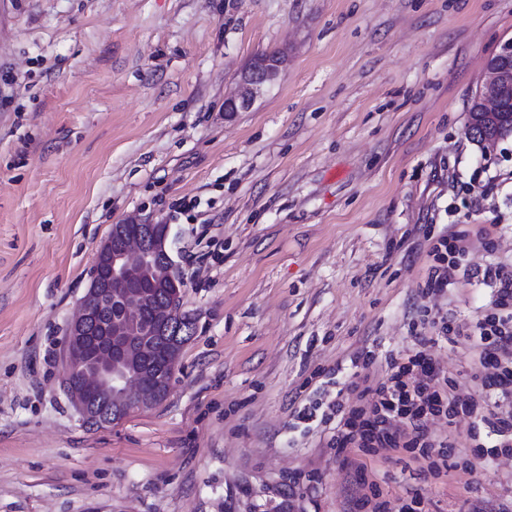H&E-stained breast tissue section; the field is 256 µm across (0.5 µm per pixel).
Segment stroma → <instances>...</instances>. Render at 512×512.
Segmentation results:
<instances>
[{"mask_svg": "<svg viewBox=\"0 0 512 512\" xmlns=\"http://www.w3.org/2000/svg\"><path fill=\"white\" fill-rule=\"evenodd\" d=\"M512 42V0H10L0 17V512H354L366 464L429 512H512V454L433 477L402 449L329 448L297 415L426 306L424 233L512 262V136L468 101ZM286 64L251 109L255 55ZM170 227L194 333L160 406L89 427L64 387L68 321L113 225ZM464 392L467 344L437 348ZM285 60L268 58L255 66L248 65L242 70L235 91L226 98L225 112H240L249 108L266 83L275 80Z\"/></svg>", "mask_w": 512, "mask_h": 512, "instance_id": "stroma-1", "label": "stroma"}]
</instances>
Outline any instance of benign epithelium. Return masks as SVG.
I'll use <instances>...</instances> for the list:
<instances>
[{
	"label": "benign epithelium",
	"instance_id": "1",
	"mask_svg": "<svg viewBox=\"0 0 512 512\" xmlns=\"http://www.w3.org/2000/svg\"><path fill=\"white\" fill-rule=\"evenodd\" d=\"M285 60L269 58L242 70L235 91L226 98L224 111L249 108L262 87L275 80ZM512 93V43L487 64L484 88L475 92L481 116L495 127L483 143L512 134V111L504 109L506 92ZM169 225L130 219L112 225V236L98 247L93 275L81 304L72 315L63 365L69 393L83 421L92 427L112 418L163 403L178 360L176 338L193 331L180 311L166 303L153 306L149 322L141 312L150 302L144 284L179 291L181 282L170 272L167 250ZM165 339L167 367L153 376L154 387L142 390L143 375L132 366L153 351L146 339Z\"/></svg>",
	"mask_w": 512,
	"mask_h": 512
}]
</instances>
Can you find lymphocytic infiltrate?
<instances>
[{
    "label": "lymphocytic infiltrate",
    "mask_w": 512,
    "mask_h": 512,
    "mask_svg": "<svg viewBox=\"0 0 512 512\" xmlns=\"http://www.w3.org/2000/svg\"><path fill=\"white\" fill-rule=\"evenodd\" d=\"M471 243L465 233L453 231L430 238L431 264L422 292L447 294L458 280H477L492 291L491 308L471 327L456 329L447 310L424 309L414 345L385 359L382 378L374 380L364 370L372 364L370 351L353 354L354 373L339 388L325 411L303 408L300 419L335 421L329 445L337 454L349 451L364 456L382 448H401L419 454L433 475L458 468L456 441L451 434L430 430L437 417L471 420L467 439L475 459L487 460L512 447V264L497 263L472 268L466 262ZM467 342L476 358L472 377L480 382L481 395L459 392L454 378L437 365L430 349L439 342Z\"/></svg>",
    "instance_id": "lymphocytic-infiltrate-1"
}]
</instances>
